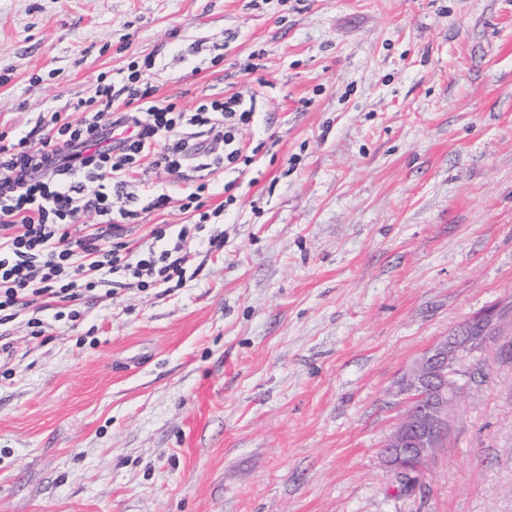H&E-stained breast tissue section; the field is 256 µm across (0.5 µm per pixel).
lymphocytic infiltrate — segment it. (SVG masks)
I'll use <instances>...</instances> for the list:
<instances>
[{
	"label": "lymphocytic infiltrate",
	"instance_id": "obj_1",
	"mask_svg": "<svg viewBox=\"0 0 512 512\" xmlns=\"http://www.w3.org/2000/svg\"><path fill=\"white\" fill-rule=\"evenodd\" d=\"M120 82L121 96L103 86L40 118L37 132L0 143V325L39 297L75 321L99 287L182 285L190 231L221 214L207 209L198 173H241L254 161L237 140L255 116L246 93L188 110L157 99L152 71L131 69ZM159 172L185 179L182 208L196 221L173 236L163 226L135 236L141 211L170 201L151 179ZM88 210L99 218L92 229L81 222Z\"/></svg>",
	"mask_w": 512,
	"mask_h": 512
}]
</instances>
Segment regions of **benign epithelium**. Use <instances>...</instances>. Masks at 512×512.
Returning <instances> with one entry per match:
<instances>
[{
	"label": "benign epithelium",
	"mask_w": 512,
	"mask_h": 512,
	"mask_svg": "<svg viewBox=\"0 0 512 512\" xmlns=\"http://www.w3.org/2000/svg\"><path fill=\"white\" fill-rule=\"evenodd\" d=\"M500 313L494 304L474 313L404 373L399 393L409 396L414 408L399 421L383 448L390 473L407 472L414 461L429 462L435 456L453 426L454 407L471 383L462 362L481 355L491 336L506 330ZM473 325L484 327V333L471 334Z\"/></svg>",
	"instance_id": "1"
}]
</instances>
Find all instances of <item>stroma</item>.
Here are the masks:
<instances>
[{"instance_id": "1", "label": "stroma", "mask_w": 512, "mask_h": 512, "mask_svg": "<svg viewBox=\"0 0 512 512\" xmlns=\"http://www.w3.org/2000/svg\"><path fill=\"white\" fill-rule=\"evenodd\" d=\"M148 61L187 109L252 88L237 138L277 144L210 175L183 287L0 326V512H512L502 341L420 485L381 455L404 372L512 305V0H0V133ZM162 180L137 235L191 221Z\"/></svg>"}]
</instances>
